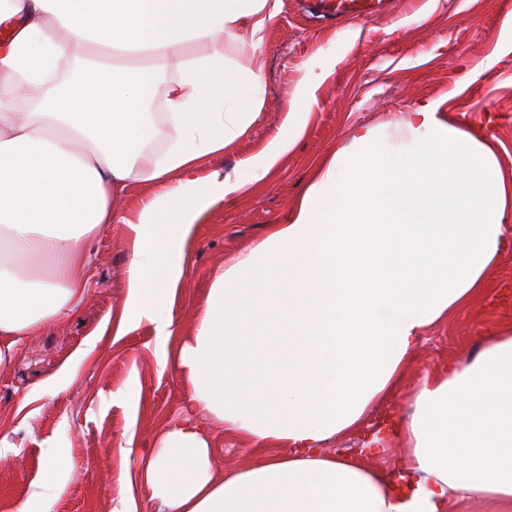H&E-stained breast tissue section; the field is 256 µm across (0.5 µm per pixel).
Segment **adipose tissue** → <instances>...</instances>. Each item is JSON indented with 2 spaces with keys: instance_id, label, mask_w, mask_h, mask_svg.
<instances>
[{
  "instance_id": "ef3b65f1",
  "label": "adipose tissue",
  "mask_w": 512,
  "mask_h": 512,
  "mask_svg": "<svg viewBox=\"0 0 512 512\" xmlns=\"http://www.w3.org/2000/svg\"><path fill=\"white\" fill-rule=\"evenodd\" d=\"M281 0H0V359L86 293L85 248L101 229L134 232L118 332L154 323L194 226L237 192L196 165L244 136L263 108L258 47ZM198 54H188V47ZM171 66L127 70L117 112L77 69L80 54ZM160 102L161 113L149 111ZM297 92L252 161L264 178L295 145ZM164 185L137 215L113 210L130 183ZM512 210L498 146L434 104L380 133L360 127L318 168L283 223L217 272L196 332L165 349L198 422L172 423L138 474L161 512H450L479 500L512 512V324L478 354L417 383L413 412L363 437V456L323 454L361 434L387 402L422 335L478 299ZM267 449L217 479L206 424ZM397 441L386 476L365 457Z\"/></svg>"
}]
</instances>
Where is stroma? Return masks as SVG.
I'll return each instance as SVG.
<instances>
[{"mask_svg":"<svg viewBox=\"0 0 512 512\" xmlns=\"http://www.w3.org/2000/svg\"><path fill=\"white\" fill-rule=\"evenodd\" d=\"M391 15L368 23H336L310 14L304 0H282L258 50L263 61V110L249 133L224 153L203 157L198 175L214 170L243 180L234 195L209 207L188 245L184 275L166 306L177 337L193 335L216 271L282 223L312 171L349 146L358 127L401 123L420 103L499 143L498 160L512 177V0H396ZM323 74L301 138L276 167L252 181L250 163L274 137L294 93L309 74ZM131 229H102L88 253V289L80 307L37 326L0 363V439L18 450L0 461V512H17L61 453L46 512H157L137 473L147 450L182 413L188 394L163 340L144 321L117 335L127 294ZM512 323V234L487 275L483 296L424 338L414 365L388 407L369 413L400 419L413 405L421 374L447 370L476 353L480 336ZM216 477L254 465L262 450L226 435L213 422Z\"/></svg>","mask_w":512,"mask_h":512,"instance_id":"1","label":"stroma"}]
</instances>
